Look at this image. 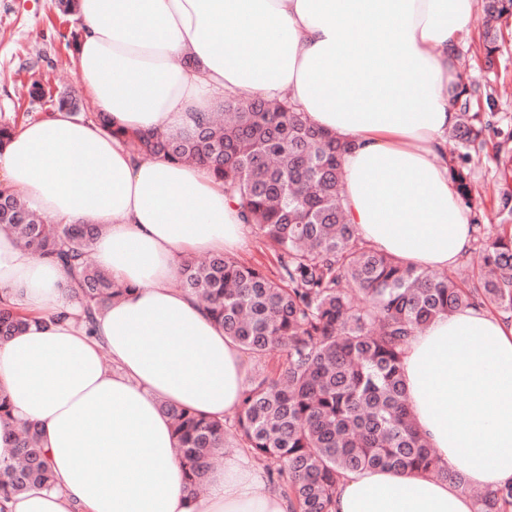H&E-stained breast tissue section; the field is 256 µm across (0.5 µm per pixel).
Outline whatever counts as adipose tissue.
<instances>
[{
  "label": "adipose tissue",
  "instance_id": "obj_1",
  "mask_svg": "<svg viewBox=\"0 0 512 512\" xmlns=\"http://www.w3.org/2000/svg\"><path fill=\"white\" fill-rule=\"evenodd\" d=\"M476 0H78L75 64L109 127L57 111L0 147V184L52 224L104 225L97 265L127 285L80 323L70 272L0 228V288L31 320L0 344L13 419L41 431L55 485L11 497L7 512H288L250 450L228 448L205 492L186 488L169 401L223 418L246 386L243 351L195 296L172 288L187 252L243 248L248 230L207 169L140 159L131 132L193 131L211 103L289 96L349 142L348 223L404 262L445 269L468 252L471 212L448 173L458 120L448 91ZM408 403L443 465L469 485L512 478V319L463 308L411 336ZM333 512H473L434 475L347 474Z\"/></svg>",
  "mask_w": 512,
  "mask_h": 512
}]
</instances>
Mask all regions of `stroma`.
I'll list each match as a JSON object with an SVG mask.
<instances>
[{
    "instance_id": "1",
    "label": "stroma",
    "mask_w": 512,
    "mask_h": 512,
    "mask_svg": "<svg viewBox=\"0 0 512 512\" xmlns=\"http://www.w3.org/2000/svg\"><path fill=\"white\" fill-rule=\"evenodd\" d=\"M57 16V0H0V120L21 126L43 118L69 92L78 97L82 115H96L93 99L79 86L74 51L59 35ZM457 54L466 82L480 90L471 109L495 130L484 147L471 152L473 195L484 224L494 225V196L512 170V142L503 149L497 146L499 134L512 132V15L501 20L493 56H485L476 24L459 41ZM35 80L49 90V97L33 100L24 95L23 84Z\"/></svg>"
}]
</instances>
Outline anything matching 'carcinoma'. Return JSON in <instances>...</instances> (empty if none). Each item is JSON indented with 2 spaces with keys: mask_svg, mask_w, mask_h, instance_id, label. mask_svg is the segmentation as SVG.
Instances as JSON below:
<instances>
[{
  "mask_svg": "<svg viewBox=\"0 0 512 512\" xmlns=\"http://www.w3.org/2000/svg\"><path fill=\"white\" fill-rule=\"evenodd\" d=\"M512 0H483L486 57L496 50L499 23ZM465 82L450 90L461 121L448 131L463 148L448 172L472 208L469 149L486 141L490 123L469 112ZM266 101L227 98L222 122L211 112L190 134H137L140 156H163L208 168L224 181L243 221L274 246L276 271L222 253L180 259L182 289L207 307L224 335L257 360L283 361L249 379L231 422L189 407L161 403L170 417L186 486L205 487V467L228 446L247 448L270 486L283 491L289 512H332L340 480L350 472L388 469L437 474L464 488L462 474L440 464L417 428L402 375L403 345L434 319L466 307L512 313V188L498 193L501 231L475 234L470 282L404 263L359 238L343 205L342 157L347 145L312 125L288 101L265 112ZM0 227L37 258H55L72 273L70 291L83 306L86 329L126 289L89 255L101 224H48L24 196L0 187ZM355 286L351 293L345 284ZM28 318L0 297V343ZM11 461L0 463L3 502L54 477L37 426L13 430ZM475 512H512V479L474 499Z\"/></svg>",
  "mask_w": 512,
  "mask_h": 512,
  "instance_id": "1",
  "label": "carcinoma"
}]
</instances>
